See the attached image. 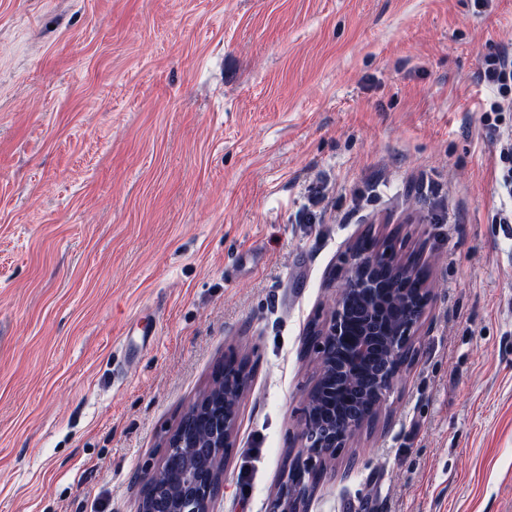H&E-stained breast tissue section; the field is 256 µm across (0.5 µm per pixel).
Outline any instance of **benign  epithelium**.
Segmentation results:
<instances>
[{
  "label": "benign epithelium",
  "mask_w": 512,
  "mask_h": 512,
  "mask_svg": "<svg viewBox=\"0 0 512 512\" xmlns=\"http://www.w3.org/2000/svg\"><path fill=\"white\" fill-rule=\"evenodd\" d=\"M411 267L394 260L391 248L350 252L341 271L329 319L310 331L306 345L317 355L318 375L331 374L330 400L350 392L359 402L340 420L317 421L304 414L299 436L306 454L293 460L301 472L318 462L365 425V402L382 406L398 369L410 357L432 288L413 287ZM248 378L217 368L209 399L198 400L163 438L159 462L144 472L139 512H210L224 488V467L234 447L239 400ZM309 497L283 474L269 512H308Z\"/></svg>",
  "instance_id": "benign-epithelium-1"
}]
</instances>
